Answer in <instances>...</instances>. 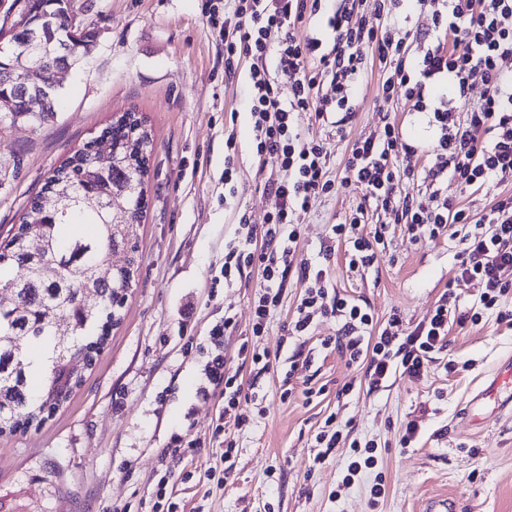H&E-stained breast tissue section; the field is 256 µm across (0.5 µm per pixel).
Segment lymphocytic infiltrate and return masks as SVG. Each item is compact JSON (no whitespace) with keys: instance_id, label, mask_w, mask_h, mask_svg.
<instances>
[{"instance_id":"1","label":"lymphocytic infiltrate","mask_w":512,"mask_h":512,"mask_svg":"<svg viewBox=\"0 0 512 512\" xmlns=\"http://www.w3.org/2000/svg\"><path fill=\"white\" fill-rule=\"evenodd\" d=\"M233 0L220 11L216 0H203L201 13L217 30L227 57L249 61L252 129L258 155L281 161L269 175L263 194L271 209L265 223L245 225L244 236L224 253V275L258 267L262 284L254 301L253 336H262L280 304L289 278L304 292L288 325L292 337L306 335L315 317L336 319L335 335L322 341L349 363L365 366L369 389L383 387L393 376L423 377L434 352L447 344L451 326L478 322L495 313L512 324V309L502 299L512 292V194L479 209L449 198L442 186L457 181L462 189L494 177L512 176V75L500 67L512 58V0H375L372 15L360 13L362 0ZM415 9L429 18L426 28H410L404 14ZM326 12L325 28L297 38L306 15ZM372 49L383 71L384 101L402 97L426 115L436 130L432 147L407 140L398 125L379 129L351 145L346 176H331L318 139L302 136L294 123L298 112L311 111L319 124L343 134L354 114V97L365 70L362 46ZM485 93L470 98L473 76ZM329 84L333 96L320 95ZM465 119H455L456 111ZM357 191L360 202L344 221L332 225L320 249L323 264L295 266L299 225L314 202L336 195L341 187ZM383 223L362 234L369 211ZM401 224L411 242L452 237L461 249L455 274L431 317L406 324L399 314L377 322L369 307L331 289L327 259L344 247L350 273L375 268L386 251L389 223ZM261 248H254V241ZM479 290L477 310L460 311V287ZM231 318L209 332L211 357L205 366L208 388L224 396L226 416L235 425L248 422L241 405L251 394L224 372V334Z\"/></svg>"}]
</instances>
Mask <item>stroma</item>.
Returning <instances> with one entry per match:
<instances>
[{"instance_id":"obj_1","label":"stroma","mask_w":512,"mask_h":512,"mask_svg":"<svg viewBox=\"0 0 512 512\" xmlns=\"http://www.w3.org/2000/svg\"><path fill=\"white\" fill-rule=\"evenodd\" d=\"M202 0H75L98 44L64 83L58 111L42 126L0 128V233L19 223L28 202L53 170L94 140L112 119L136 112L154 140L146 178L135 273L120 320L83 372L69 400L42 425L0 434V512H153L157 457L173 435L210 438L224 406L201 398L208 332L223 316L227 375L253 385L257 410L234 436L235 465L222 472L219 455L201 448L176 463L172 499L181 512H426L443 498L455 512H512V410L486 399L465 419L463 409L512 359V326L494 314L452 326L421 379L394 376L369 391L365 369L321 345L336 322L317 319L308 336L286 341L304 288L290 283L258 349L275 353L273 368L256 374L237 350L253 323L261 284L257 267L232 281L223 274L224 250L241 236L240 220L261 224L269 209L266 178L277 157L258 156L247 106L248 61L227 63L224 46L201 14ZM382 71L368 62L354 98L355 116L344 136L300 112L302 135L321 139L333 175L342 176L350 142L390 112L406 139L431 143L435 130L410 101L383 104ZM235 144L225 145L226 129ZM236 167L224 184V158ZM342 189L316 200L300 226L296 265L315 262L333 224L356 206ZM387 248L365 275L348 272L343 252L330 261L334 288L370 307L375 320L400 314L427 320L454 275L457 240L410 242L391 225ZM193 350H186L187 340ZM306 358L291 395L283 378L292 357ZM312 388L304 399L302 387ZM348 424L351 436L377 446L376 468L351 484L343 478L347 448L314 464L315 435L327 417ZM416 422L410 447L399 445ZM382 481L385 494L370 489Z\"/></svg>"}]
</instances>
